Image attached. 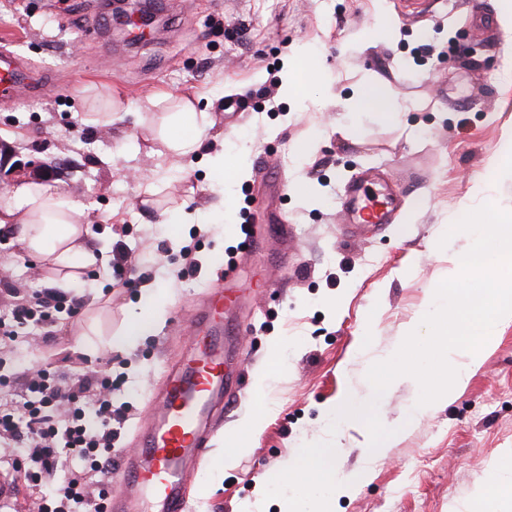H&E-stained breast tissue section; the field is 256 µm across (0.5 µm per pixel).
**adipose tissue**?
<instances>
[{
    "label": "adipose tissue",
    "instance_id": "adipose-tissue-1",
    "mask_svg": "<svg viewBox=\"0 0 512 512\" xmlns=\"http://www.w3.org/2000/svg\"><path fill=\"white\" fill-rule=\"evenodd\" d=\"M350 112H373L382 118L403 123L404 108L389 92L370 86L348 98ZM207 113L197 111L190 100H176L174 109L165 113L156 131L164 156L184 160L206 158L211 177L217 182H233L242 174L240 162L228 161L213 142L217 135ZM14 229L17 241L28 255L62 270L59 287H67L79 276L80 269L94 264L107 244L97 249L88 246L89 212L85 205L65 198L59 186L28 180L0 192V230Z\"/></svg>",
    "mask_w": 512,
    "mask_h": 512
}]
</instances>
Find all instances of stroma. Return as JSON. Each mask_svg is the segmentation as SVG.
Listing matches in <instances>:
<instances>
[{
  "mask_svg": "<svg viewBox=\"0 0 512 512\" xmlns=\"http://www.w3.org/2000/svg\"><path fill=\"white\" fill-rule=\"evenodd\" d=\"M182 2L120 57L109 48L125 34L110 29L105 0H0V44L52 74L50 92L0 104V146L60 164L63 194L90 209L92 243L120 242L139 257L132 271L84 269L69 289L83 316L59 315L47 336L21 328L0 354V371L18 377L51 349L75 346L67 379L111 367L112 405L123 415L112 453H131L150 397L187 342V305L224 288L227 263H236L239 284L264 270L279 287L261 290L236 317L245 377L267 407L263 426L251 436L243 428L259 400L231 403L209 456L242 438L248 446L223 479L193 473L188 512H285L283 500H264L263 478L285 469L303 444L330 437L339 474L371 470L334 512H475L481 504L512 512V497H485L490 468L512 456V326L496 332L466 387L437 412L408 420L419 386L397 378L377 404L382 424L396 430L378 452L363 423L330 425L341 399L369 391L370 365L394 354L451 257L470 248L469 237L448 228L488 201L512 210V175L498 179L490 169L512 128V34L495 21L503 0H436L413 16L403 0ZM377 26L380 39L358 48L356 33ZM303 44L331 88L309 107L270 83L286 78ZM368 84L407 106L405 124L346 112V99ZM184 95L224 131L227 159L248 147L234 183L214 182L199 162L159 155L153 133ZM108 111L116 119L101 125ZM367 177L378 190L400 184L404 192L391 223L354 236L341 201ZM218 202L223 223L183 225L179 245L170 243L160 209ZM282 222L293 227L287 250L248 252L244 226ZM0 270V316L15 296L55 277L11 231L0 232ZM147 282L168 291L164 320L134 346L111 347Z\"/></svg>",
  "mask_w": 512,
  "mask_h": 512,
  "instance_id": "1",
  "label": "stroma"
}]
</instances>
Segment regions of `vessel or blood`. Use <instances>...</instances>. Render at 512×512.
Returning a JSON list of instances; mask_svg holds the SVG:
<instances>
[{
  "instance_id": "b4317fda",
  "label": "vessel or blood",
  "mask_w": 512,
  "mask_h": 512,
  "mask_svg": "<svg viewBox=\"0 0 512 512\" xmlns=\"http://www.w3.org/2000/svg\"><path fill=\"white\" fill-rule=\"evenodd\" d=\"M47 76L32 77L21 55L0 50V102L21 105L42 93ZM352 225L388 223L390 202L353 185L343 202ZM244 294L231 288L210 296L188 320L186 354L164 379L153 421L133 454L116 459L119 488L107 499V512H186V488L195 470L210 466L206 456L214 423L229 396L246 387L243 375L227 372V358L240 329L232 317Z\"/></svg>"
}]
</instances>
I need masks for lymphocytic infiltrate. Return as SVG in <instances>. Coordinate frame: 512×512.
<instances>
[{
  "mask_svg": "<svg viewBox=\"0 0 512 512\" xmlns=\"http://www.w3.org/2000/svg\"><path fill=\"white\" fill-rule=\"evenodd\" d=\"M77 300L36 290L0 317V347L11 349L17 328L54 323L57 313L79 314ZM52 356L19 383L15 397L0 400V467L20 471L38 495V512H105L111 491L100 483L112 457V378L104 374L68 383L57 378Z\"/></svg>",
  "mask_w": 512,
  "mask_h": 512,
  "instance_id": "lymphocytic-infiltrate-1",
  "label": "lymphocytic infiltrate"
}]
</instances>
